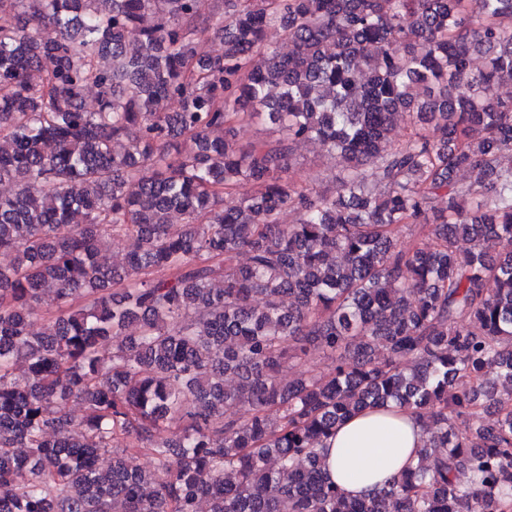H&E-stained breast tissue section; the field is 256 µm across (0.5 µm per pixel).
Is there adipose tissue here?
<instances>
[{"label":"adipose tissue","instance_id":"obj_1","mask_svg":"<svg viewBox=\"0 0 512 512\" xmlns=\"http://www.w3.org/2000/svg\"><path fill=\"white\" fill-rule=\"evenodd\" d=\"M425 433L407 409L390 405L340 423L322 450L331 482L353 498L373 495L415 464Z\"/></svg>","mask_w":512,"mask_h":512}]
</instances>
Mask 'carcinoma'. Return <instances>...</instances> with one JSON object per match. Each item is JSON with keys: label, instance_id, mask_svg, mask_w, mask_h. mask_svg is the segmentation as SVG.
I'll use <instances>...</instances> for the list:
<instances>
[{"label": "carcinoma", "instance_id": "obj_1", "mask_svg": "<svg viewBox=\"0 0 512 512\" xmlns=\"http://www.w3.org/2000/svg\"><path fill=\"white\" fill-rule=\"evenodd\" d=\"M199 4L0 0V512H512V0ZM254 119L286 136L239 148ZM299 142L340 155L335 194L290 175ZM389 402L417 463L350 499L320 448Z\"/></svg>", "mask_w": 512, "mask_h": 512}]
</instances>
